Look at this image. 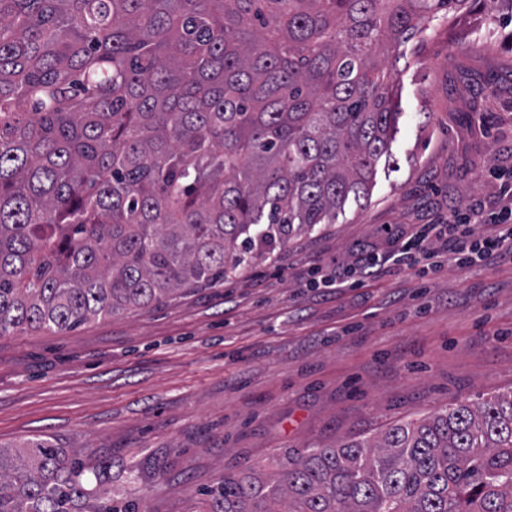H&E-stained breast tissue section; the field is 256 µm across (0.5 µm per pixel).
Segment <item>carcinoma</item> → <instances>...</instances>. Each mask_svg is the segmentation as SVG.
Listing matches in <instances>:
<instances>
[{
  "instance_id": "carcinoma-1",
  "label": "carcinoma",
  "mask_w": 512,
  "mask_h": 512,
  "mask_svg": "<svg viewBox=\"0 0 512 512\" xmlns=\"http://www.w3.org/2000/svg\"><path fill=\"white\" fill-rule=\"evenodd\" d=\"M479 0H0V336L251 267L369 195L400 48ZM54 440L0 512H118ZM204 512H512V390L224 476Z\"/></svg>"
}]
</instances>
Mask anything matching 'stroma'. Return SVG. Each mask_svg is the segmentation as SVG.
Returning <instances> with one entry per match:
<instances>
[{"mask_svg":"<svg viewBox=\"0 0 512 512\" xmlns=\"http://www.w3.org/2000/svg\"><path fill=\"white\" fill-rule=\"evenodd\" d=\"M393 65L400 112L368 199L224 281L61 332L0 336V444L52 438L112 472V502L201 512V490L286 451L375 437L455 401L512 390V264H448L431 284L309 268L391 250L411 224L496 199L512 167V0H482ZM135 482H128V472ZM306 288H360L362 286V281L357 277L356 268H348L345 271L344 279H336L331 277L322 276L320 280L318 278H313L311 280H307V283L304 284Z\"/></svg>","mask_w":512,"mask_h":512,"instance_id":"stroma-1","label":"stroma"}]
</instances>
